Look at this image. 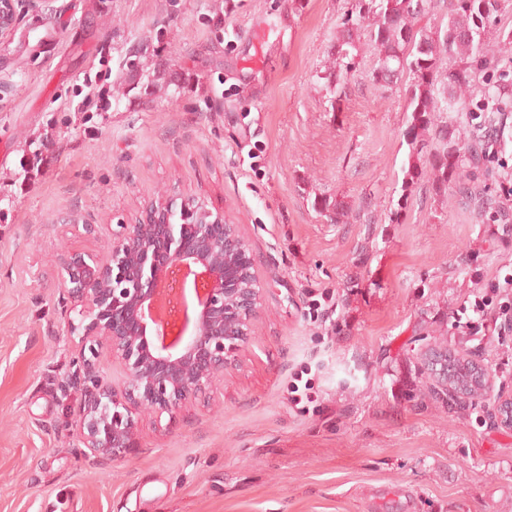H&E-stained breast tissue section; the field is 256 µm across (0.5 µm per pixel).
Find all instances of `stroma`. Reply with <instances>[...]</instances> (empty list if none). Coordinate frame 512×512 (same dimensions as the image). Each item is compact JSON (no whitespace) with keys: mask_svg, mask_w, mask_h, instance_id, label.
<instances>
[{"mask_svg":"<svg viewBox=\"0 0 512 512\" xmlns=\"http://www.w3.org/2000/svg\"><path fill=\"white\" fill-rule=\"evenodd\" d=\"M355 0H23L0 36V512H512V431L414 398L442 328L512 381V234L414 188L403 87L340 101L328 50ZM52 31L46 53L30 39ZM156 74L132 87L131 65ZM38 158L27 173L22 158ZM224 212L264 288L237 367L123 461L73 433L83 357L54 250L107 252L172 189ZM341 200L331 223L313 206ZM491 296L487 330L473 305ZM308 400L293 404L295 377Z\"/></svg>","mask_w":512,"mask_h":512,"instance_id":"obj_1","label":"stroma"}]
</instances>
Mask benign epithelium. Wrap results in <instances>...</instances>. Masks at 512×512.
<instances>
[{"mask_svg":"<svg viewBox=\"0 0 512 512\" xmlns=\"http://www.w3.org/2000/svg\"><path fill=\"white\" fill-rule=\"evenodd\" d=\"M16 2L0 0V36L15 26ZM248 252V239L224 212L192 196L165 195L144 202L106 255L59 258L61 284L81 306L71 332L82 331L90 353L75 432L91 454L123 459L137 445V413L174 417L238 362L263 296ZM174 271L183 283L173 319L158 314L157 304L167 302ZM104 350L123 366L118 383L95 370ZM483 370L482 397L496 424L512 430V388L495 387L493 372Z\"/></svg>","mask_w":512,"mask_h":512,"instance_id":"obj_1","label":"benign epithelium"}]
</instances>
